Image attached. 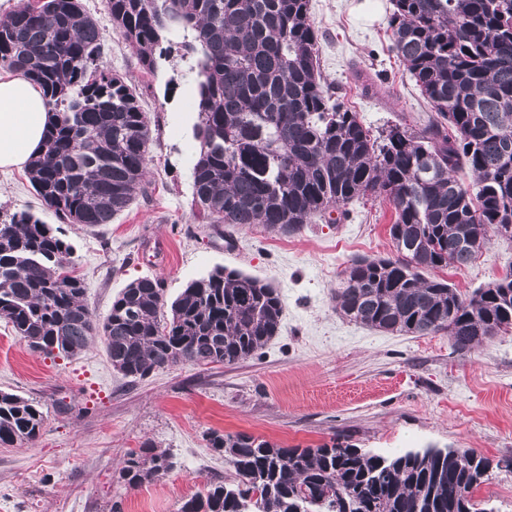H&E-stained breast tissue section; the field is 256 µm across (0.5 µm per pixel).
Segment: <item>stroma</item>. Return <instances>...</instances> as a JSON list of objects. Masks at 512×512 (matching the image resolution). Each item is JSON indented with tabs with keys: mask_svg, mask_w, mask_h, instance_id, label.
<instances>
[{
	"mask_svg": "<svg viewBox=\"0 0 512 512\" xmlns=\"http://www.w3.org/2000/svg\"><path fill=\"white\" fill-rule=\"evenodd\" d=\"M106 32L103 61L135 88L149 120L148 174L112 223L65 224L38 199L27 172L0 169V222L29 211L73 248L76 273L97 317L132 280H161L168 299L215 268L272 284L282 297L280 329L234 365L179 364L143 379L115 371L101 342L74 359L30 349L0 320V390L38 403V439L0 447V512H177L208 481L234 477L207 435L245 433L291 448L337 441L382 455L414 448L469 449L490 463L474 492L493 512H512V330L471 353L446 334L379 332L336 311L339 274L355 257L395 254L388 201L359 199L343 223L327 219L294 233L263 225L212 224L193 204L191 168L198 114L191 61L180 50L141 68L115 34L106 0H81ZM320 70L339 102L373 136L391 126L421 128L431 114L392 53L393 0H309ZM512 270V240L495 238L465 270H440L462 295ZM150 442L173 469L128 489L119 470Z\"/></svg>",
	"mask_w": 512,
	"mask_h": 512,
	"instance_id": "1",
	"label": "stroma"
}]
</instances>
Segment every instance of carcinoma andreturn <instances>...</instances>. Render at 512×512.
I'll return each instance as SVG.
<instances>
[{"label": "carcinoma", "mask_w": 512, "mask_h": 512, "mask_svg": "<svg viewBox=\"0 0 512 512\" xmlns=\"http://www.w3.org/2000/svg\"><path fill=\"white\" fill-rule=\"evenodd\" d=\"M106 4L143 70L174 44L194 59L193 202L212 223L291 233L355 198H382L395 210L396 258L351 260L336 310L382 332H446L460 354L512 328V280L464 297L425 276L468 267L489 232L512 225V0H395L391 50L433 115L380 143L324 81L309 0ZM105 46L80 0H28L0 20V66L39 85L56 116L28 168L32 186L58 219L87 227L131 205L150 142L136 93L101 65ZM465 167L473 191L457 178ZM72 254L31 212L0 224V318L35 351L71 358L99 336L113 368L136 380L180 363L234 365L278 333L277 290L224 267L171 302L161 281L138 278L100 321ZM43 424L33 401L0 391V446L34 442ZM209 444L235 478L207 483L178 512H486L473 491L490 464L467 449L385 457L243 433ZM172 466L144 442L120 478L137 487Z\"/></svg>", "instance_id": "cac0c4a2"}]
</instances>
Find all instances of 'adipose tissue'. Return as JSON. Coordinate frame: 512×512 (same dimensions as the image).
Wrapping results in <instances>:
<instances>
[{"instance_id": "ef3b65f1", "label": "adipose tissue", "mask_w": 512, "mask_h": 512, "mask_svg": "<svg viewBox=\"0 0 512 512\" xmlns=\"http://www.w3.org/2000/svg\"><path fill=\"white\" fill-rule=\"evenodd\" d=\"M51 116L52 108L38 87L19 74L0 75V169L28 163Z\"/></svg>"}]
</instances>
